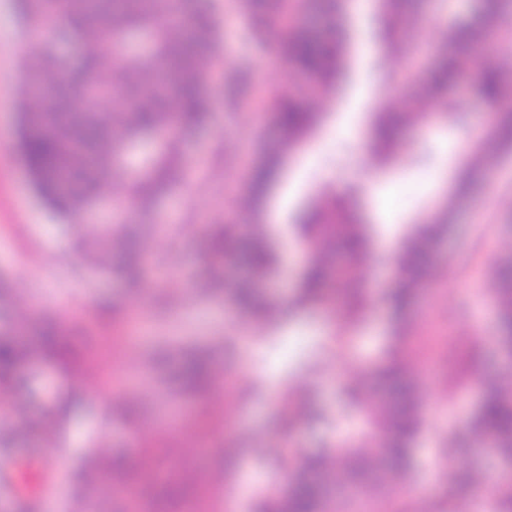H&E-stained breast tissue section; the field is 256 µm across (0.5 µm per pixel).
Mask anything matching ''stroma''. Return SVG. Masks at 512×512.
<instances>
[{"instance_id": "stroma-1", "label": "stroma", "mask_w": 512, "mask_h": 512, "mask_svg": "<svg viewBox=\"0 0 512 512\" xmlns=\"http://www.w3.org/2000/svg\"><path fill=\"white\" fill-rule=\"evenodd\" d=\"M0 0V333L24 328L36 345L45 327L72 340L69 367L35 359L22 365L25 387L0 390V449L45 446L31 429L56 409L55 437L74 438L62 475L46 500L23 506L0 491V512H129L121 498L104 496L92 480L98 461L119 462L120 477L137 485L151 473L156 486L177 484L178 495L144 499L139 512H255L261 491H284L302 459L331 452L336 437L359 429L347 414L344 387L375 392L374 367L388 357L397 334L388 293L396 287V259L370 250L359 261L337 251L336 262L356 264L360 276L351 296L370 298L362 323L344 326L332 306L301 305L296 288L311 254L288 247L291 220L303 206H318L334 192L331 224L363 223L380 246L406 239L424 222L451 224L435 244L428 288L408 311L407 343L420 345L429 368L421 406L427 427L413 445L416 482L425 481L430 459L446 446L449 432L464 433L483 388L479 379H512L499 345L494 305L495 272L512 257V145L499 134L476 139L485 118L468 80L449 89L463 118L437 119L431 133L412 120L395 130L394 143L378 151L373 123L381 104L408 109V88L424 84L436 69L438 47L448 30L467 22L476 0H414L398 19L393 37L420 31L424 49L413 57L376 54L360 69L359 82L335 84L320 118L287 152L280 176L263 202L262 216L248 204L250 174L265 154L281 151L288 134L254 107L236 111L216 105L210 125L187 135L189 164L180 188L161 197L148 224L120 182L101 203L93 225L121 216L122 235L140 226L151 254L137 285L116 275L91 272L85 258L91 228L59 221L35 196L23 159L14 151L18 133L21 62L34 52L13 10ZM336 15L350 39L382 40L380 0H354ZM223 34L224 63L211 71L222 83L225 66L250 68L249 97L269 99L306 86L287 81L274 63L271 45L287 39L289 27L314 28L319 0H299L290 25L257 38L248 30L237 0H215ZM230 213L240 226L239 247L252 239L257 219L270 222L278 265L268 292L280 309L276 324L257 325L231 300L242 266L225 271L223 289L206 275L201 226ZM480 342H473V335ZM207 359L228 385L196 390L185 370ZM277 399H268L270 389ZM312 407L316 415L294 423L284 411ZM206 440L216 453L200 465L195 450ZM247 482L249 495L229 503L225 490Z\"/></svg>"}]
</instances>
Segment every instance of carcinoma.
Wrapping results in <instances>:
<instances>
[{
  "instance_id": "obj_1",
  "label": "carcinoma",
  "mask_w": 512,
  "mask_h": 512,
  "mask_svg": "<svg viewBox=\"0 0 512 512\" xmlns=\"http://www.w3.org/2000/svg\"><path fill=\"white\" fill-rule=\"evenodd\" d=\"M253 34L259 36L281 25L288 16V0H241ZM496 0H486L471 21L448 33L441 64L431 84L430 96L452 87L464 62L473 64L472 84L487 104H499L505 76L493 62L480 55L482 36L492 27ZM24 30L38 36V49L23 60V97L19 104L18 143L39 198L69 224H83L94 207L110 197L112 181L104 174L126 167L134 148L149 136L156 144L126 175L125 195L145 211L177 185L187 165L183 133L201 128L214 102L221 98L236 106L250 85L249 70L236 68L229 84L207 89L212 63L220 57L221 40L211 0H19ZM65 22L76 44V60L69 63L56 52L49 38L53 22ZM346 42L332 31L319 41L308 32H291L278 54L289 71L312 77L315 94L327 93L342 72ZM277 124L288 132V147L303 137L318 115L291 96H277L270 104ZM282 153L268 156L250 188V204L261 215V198L275 179ZM320 212L300 225L302 237L314 245V259L301 275L296 301L324 302L335 282L329 240L342 236L341 246L354 257L365 254L368 240L355 224L323 223ZM448 228L426 224L407 241L398 261L399 287L390 293L392 304L402 310L421 288L422 271L430 262L428 242ZM243 256L253 276L233 290L235 304L261 319L272 312L260 283L276 264L277 255L263 225ZM236 233L233 219L204 229L208 240L210 275L224 270L225 243ZM143 250L127 239H114L112 224L98 226L92 251L94 268L129 279L140 274ZM497 315L502 348L512 356V263L497 270ZM36 353L66 365L69 354L61 340L47 331ZM33 356L14 336L0 334V385L17 382V368ZM384 394H364L354 387L350 407L367 429L365 435L347 433L345 450L336 456L306 459L288 490L269 494L260 512H326L328 492L350 502L356 493H369L394 484L412 495L411 443L424 426L419 404L421 390L413 360L396 351L376 369ZM190 386L206 389L211 370L203 360L186 372ZM475 444L492 439L501 457L512 462V386L498 380L485 383L484 394L471 418ZM446 472L442 495L453 504V476L468 474L472 497L485 498L487 477L470 474L464 458L454 448L444 449Z\"/></svg>"
}]
</instances>
